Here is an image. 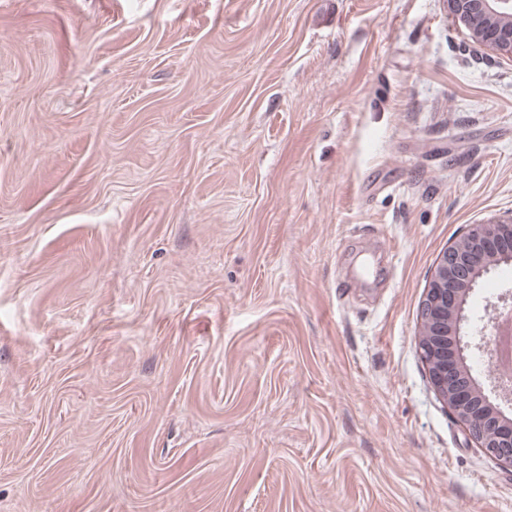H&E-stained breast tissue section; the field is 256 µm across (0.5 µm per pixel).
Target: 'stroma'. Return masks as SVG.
Masks as SVG:
<instances>
[{
  "instance_id": "stroma-1",
  "label": "stroma",
  "mask_w": 512,
  "mask_h": 512,
  "mask_svg": "<svg viewBox=\"0 0 512 512\" xmlns=\"http://www.w3.org/2000/svg\"><path fill=\"white\" fill-rule=\"evenodd\" d=\"M511 216L445 0H0V512H512L418 348Z\"/></svg>"
}]
</instances>
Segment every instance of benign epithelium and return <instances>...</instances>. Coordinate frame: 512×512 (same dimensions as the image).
I'll use <instances>...</instances> for the list:
<instances>
[{"instance_id": "obj_1", "label": "benign epithelium", "mask_w": 512, "mask_h": 512, "mask_svg": "<svg viewBox=\"0 0 512 512\" xmlns=\"http://www.w3.org/2000/svg\"><path fill=\"white\" fill-rule=\"evenodd\" d=\"M449 12L475 44L512 58V0H448ZM512 263V217L472 228L437 259L420 306V350L436 394L480 448L499 466L512 469V419L500 403L512 393L492 384L485 393L466 367L461 323L477 278Z\"/></svg>"}]
</instances>
